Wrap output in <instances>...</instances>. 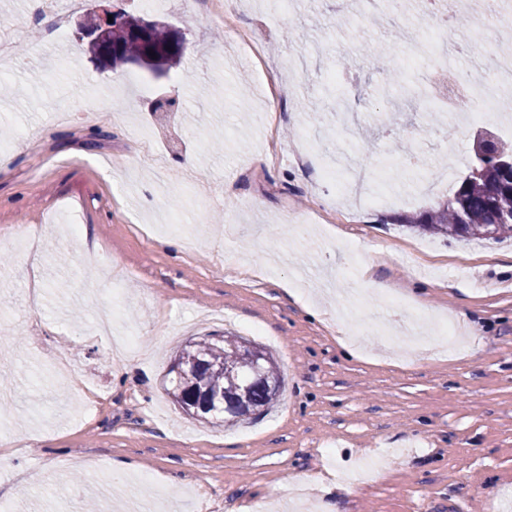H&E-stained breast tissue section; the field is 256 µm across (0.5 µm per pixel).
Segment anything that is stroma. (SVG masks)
Listing matches in <instances>:
<instances>
[{
  "label": "stroma",
  "instance_id": "stroma-1",
  "mask_svg": "<svg viewBox=\"0 0 512 512\" xmlns=\"http://www.w3.org/2000/svg\"><path fill=\"white\" fill-rule=\"evenodd\" d=\"M225 3L147 11L188 39L157 79L97 69L35 0H0V22L39 33L0 71V388L16 394L0 512H512V241L392 222L453 191L415 195L390 150L409 139L427 168L447 163L443 115H422L421 74L391 40L424 30L416 0L384 27L362 0H237L230 28ZM472 32L454 26L448 67L484 79L512 28L484 30L481 56ZM336 152L397 204L345 211L320 164ZM209 335L272 354L284 384L267 412L211 424L172 402L176 352ZM119 462L133 471L115 477ZM298 474L316 498H294Z\"/></svg>",
  "mask_w": 512,
  "mask_h": 512
}]
</instances>
